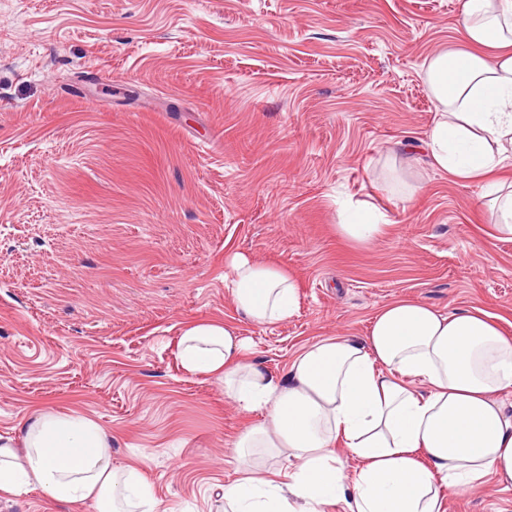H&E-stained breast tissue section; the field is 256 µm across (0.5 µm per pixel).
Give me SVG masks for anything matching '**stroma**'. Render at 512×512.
<instances>
[{
  "mask_svg": "<svg viewBox=\"0 0 512 512\" xmlns=\"http://www.w3.org/2000/svg\"><path fill=\"white\" fill-rule=\"evenodd\" d=\"M458 19L459 0H0V434L86 415L159 512H222L263 416L183 375L184 324H237L278 378L403 296L481 308L512 337V238L487 190L402 164L435 117L424 64ZM351 199L383 235L337 234ZM231 249L294 277L296 317L239 318ZM0 512L94 510L33 490ZM446 512H512V487L486 479Z\"/></svg>",
  "mask_w": 512,
  "mask_h": 512,
  "instance_id": "obj_1",
  "label": "stroma"
}]
</instances>
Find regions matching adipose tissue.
Here are the masks:
<instances>
[{"label":"adipose tissue","mask_w":512,"mask_h":512,"mask_svg":"<svg viewBox=\"0 0 512 512\" xmlns=\"http://www.w3.org/2000/svg\"><path fill=\"white\" fill-rule=\"evenodd\" d=\"M436 104L425 149L450 174L488 184L497 229L512 237V192L494 179L512 165V0H460L459 39L424 64ZM338 233L367 243L383 214L342 207ZM224 284L236 312L256 325L283 323L300 308L282 268L228 253ZM232 324L185 325L176 359L188 377L221 382L239 409L259 412L237 446L251 473L224 485V512H445L444 491L485 478L512 486V339L478 309L442 313L410 297L382 307L364 338L328 336L307 346L278 380L251 359ZM293 459L282 480L258 476L265 458ZM358 467L347 474L345 457ZM39 488L94 512H154L134 468L112 466V438L93 419L43 410L13 437L0 436V494Z\"/></svg>","instance_id":"obj_1"}]
</instances>
